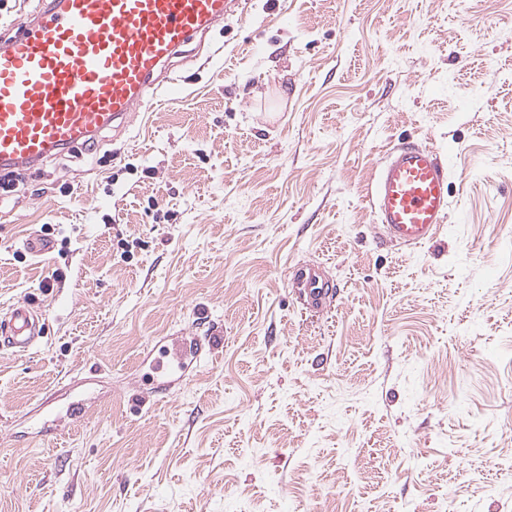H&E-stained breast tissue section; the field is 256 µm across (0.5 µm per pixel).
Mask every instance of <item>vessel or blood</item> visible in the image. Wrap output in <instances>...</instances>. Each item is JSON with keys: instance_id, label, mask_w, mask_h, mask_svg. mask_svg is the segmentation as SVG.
<instances>
[{"instance_id": "vessel-or-blood-1", "label": "vessel or blood", "mask_w": 512, "mask_h": 512, "mask_svg": "<svg viewBox=\"0 0 512 512\" xmlns=\"http://www.w3.org/2000/svg\"><path fill=\"white\" fill-rule=\"evenodd\" d=\"M240 0H54L0 43V169L27 170L108 128L130 122L156 75L194 37L237 13ZM449 166L429 144L389 147L368 191L375 220L390 242L433 240L448 219ZM293 286L322 307L332 286L312 268ZM41 313L28 301L0 314V349L19 353L42 337ZM211 336H183L160 348L163 377L138 374L136 390L160 393L188 379L213 350Z\"/></svg>"}]
</instances>
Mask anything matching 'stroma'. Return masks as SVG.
Here are the masks:
<instances>
[{
    "instance_id": "obj_1",
    "label": "stroma",
    "mask_w": 512,
    "mask_h": 512,
    "mask_svg": "<svg viewBox=\"0 0 512 512\" xmlns=\"http://www.w3.org/2000/svg\"><path fill=\"white\" fill-rule=\"evenodd\" d=\"M246 13L133 123L0 170V311L49 325L0 350V512H512V0ZM409 137L453 189L402 247L366 193ZM309 264L336 289L320 312L292 286ZM181 335L218 343L136 409L133 374Z\"/></svg>"
}]
</instances>
